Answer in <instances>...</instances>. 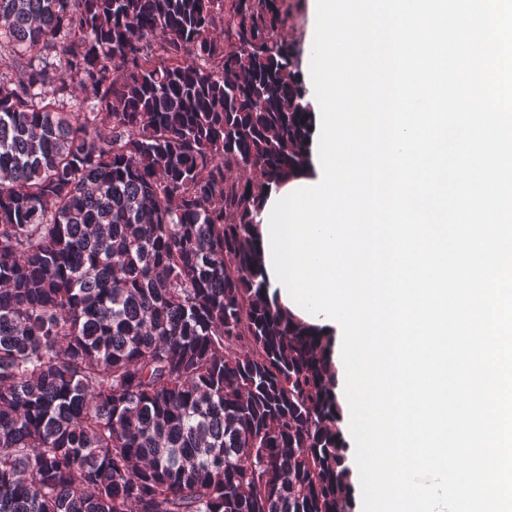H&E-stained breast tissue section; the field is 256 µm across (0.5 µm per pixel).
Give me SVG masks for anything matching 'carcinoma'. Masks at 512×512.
<instances>
[{"label": "carcinoma", "instance_id": "cac0c4a2", "mask_svg": "<svg viewBox=\"0 0 512 512\" xmlns=\"http://www.w3.org/2000/svg\"><path fill=\"white\" fill-rule=\"evenodd\" d=\"M288 0H0V512H353L332 339L269 303Z\"/></svg>", "mask_w": 512, "mask_h": 512}]
</instances>
